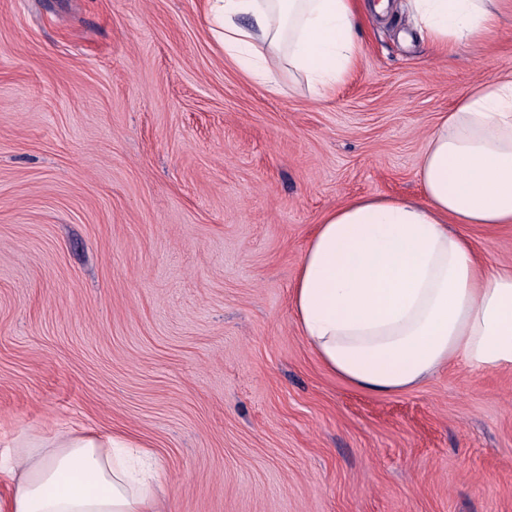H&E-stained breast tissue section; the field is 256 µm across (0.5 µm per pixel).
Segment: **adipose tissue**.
I'll use <instances>...</instances> for the list:
<instances>
[{
	"label": "adipose tissue",
	"instance_id": "obj_1",
	"mask_svg": "<svg viewBox=\"0 0 512 512\" xmlns=\"http://www.w3.org/2000/svg\"><path fill=\"white\" fill-rule=\"evenodd\" d=\"M498 0H407L421 38L484 37ZM224 56L273 90L282 72L325 98L356 67L359 0H207ZM421 201L367 196L329 211L299 263L290 306L320 362L356 387L403 392L455 361L512 371V266L481 260L460 224H512V79L486 82L430 133ZM7 512H160L154 452L120 432L17 434Z\"/></svg>",
	"mask_w": 512,
	"mask_h": 512
}]
</instances>
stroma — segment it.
Here are the masks:
<instances>
[{"label":"stroma","mask_w":512,"mask_h":512,"mask_svg":"<svg viewBox=\"0 0 512 512\" xmlns=\"http://www.w3.org/2000/svg\"><path fill=\"white\" fill-rule=\"evenodd\" d=\"M330 98L249 80L206 0H0V458L18 432L120 431L167 512H512V373L376 395L293 318L323 215L421 195L441 115L512 78V0L442 53L365 14ZM512 263V224H462Z\"/></svg>","instance_id":"1"}]
</instances>
